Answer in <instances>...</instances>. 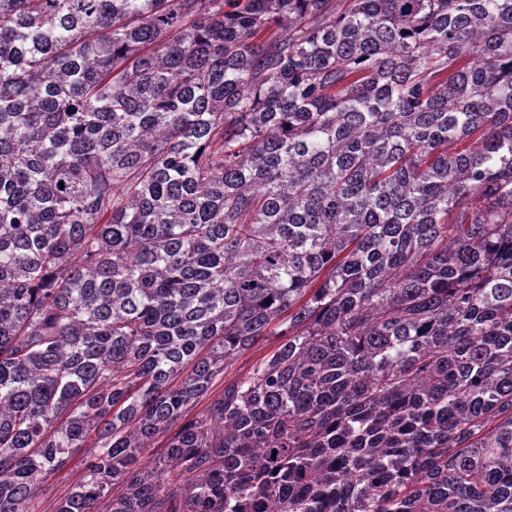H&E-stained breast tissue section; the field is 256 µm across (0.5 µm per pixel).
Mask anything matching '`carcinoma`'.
<instances>
[{
    "mask_svg": "<svg viewBox=\"0 0 512 512\" xmlns=\"http://www.w3.org/2000/svg\"><path fill=\"white\" fill-rule=\"evenodd\" d=\"M80 451L54 512H512V0H0V512Z\"/></svg>",
    "mask_w": 512,
    "mask_h": 512,
    "instance_id": "cac0c4a2",
    "label": "carcinoma"
}]
</instances>
